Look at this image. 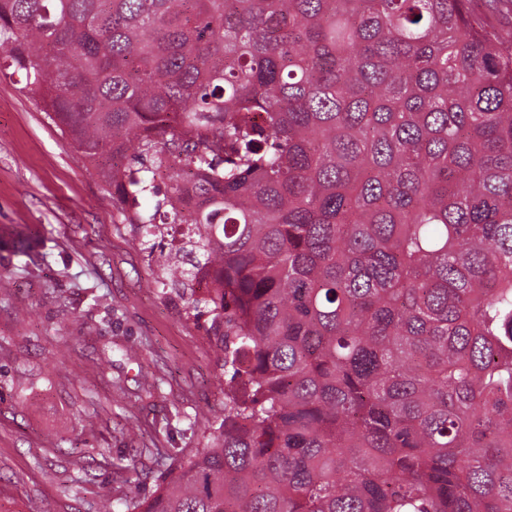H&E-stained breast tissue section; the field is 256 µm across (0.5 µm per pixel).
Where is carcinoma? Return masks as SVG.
Listing matches in <instances>:
<instances>
[{
    "instance_id": "cac0c4a2",
    "label": "carcinoma",
    "mask_w": 512,
    "mask_h": 512,
    "mask_svg": "<svg viewBox=\"0 0 512 512\" xmlns=\"http://www.w3.org/2000/svg\"><path fill=\"white\" fill-rule=\"evenodd\" d=\"M508 7L0 0V68L236 380L126 512H512Z\"/></svg>"
}]
</instances>
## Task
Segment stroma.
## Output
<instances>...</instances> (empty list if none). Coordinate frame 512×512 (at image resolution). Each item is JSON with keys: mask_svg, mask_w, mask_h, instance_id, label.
<instances>
[{"mask_svg": "<svg viewBox=\"0 0 512 512\" xmlns=\"http://www.w3.org/2000/svg\"><path fill=\"white\" fill-rule=\"evenodd\" d=\"M0 512H124L224 413L222 356L92 164L0 75ZM153 396L138 397L141 375Z\"/></svg>", "mask_w": 512, "mask_h": 512, "instance_id": "stroma-1", "label": "stroma"}]
</instances>
